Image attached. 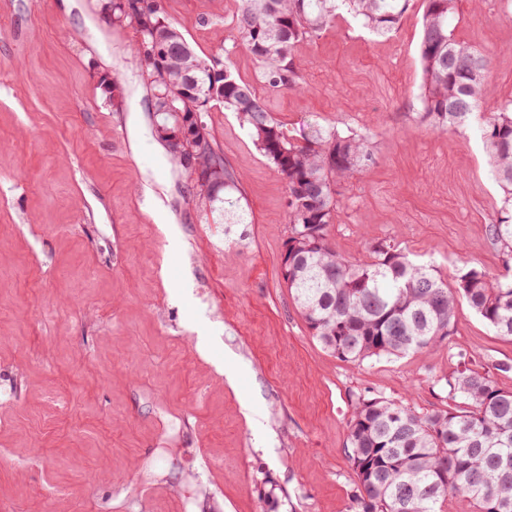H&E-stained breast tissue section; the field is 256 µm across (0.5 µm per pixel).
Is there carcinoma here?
<instances>
[{"label":"carcinoma","instance_id":"obj_1","mask_svg":"<svg viewBox=\"0 0 512 512\" xmlns=\"http://www.w3.org/2000/svg\"><path fill=\"white\" fill-rule=\"evenodd\" d=\"M411 0H241L234 26L238 45L260 64L273 88L299 86L295 50L317 39L345 11L361 27L385 37ZM458 0H423L418 46L423 81L420 119L446 132L480 117L478 131L490 174L503 192L489 225L505 273L481 268L460 273L454 287L431 265L379 240L369 257L351 261L330 242L338 217L336 184L369 168L368 137L311 126L296 139L278 124L251 82L217 59L200 56L173 24L164 4L112 0V22L136 31L131 55L142 73L167 80L153 87L152 105L163 123H194L192 114L219 105L234 113L288 191V290L312 337L348 363L404 356L441 345L454 334L464 301L495 335L512 338V102L483 111L491 57L458 40L451 28ZM214 169L207 199L222 201L224 223H245L228 195L238 180L214 139L202 147ZM460 402L418 413L393 400L361 395L348 426V460L355 484L352 512H443L448 495H462L474 512H512V390L492 369L463 362L446 380Z\"/></svg>","mask_w":512,"mask_h":512}]
</instances>
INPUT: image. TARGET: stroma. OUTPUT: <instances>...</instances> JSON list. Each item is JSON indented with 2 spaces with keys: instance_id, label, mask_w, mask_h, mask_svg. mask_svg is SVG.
I'll return each mask as SVG.
<instances>
[{
  "instance_id": "stroma-1",
  "label": "stroma",
  "mask_w": 512,
  "mask_h": 512,
  "mask_svg": "<svg viewBox=\"0 0 512 512\" xmlns=\"http://www.w3.org/2000/svg\"><path fill=\"white\" fill-rule=\"evenodd\" d=\"M164 3L290 135L372 134L373 166L336 186L338 252L387 238L451 282L503 273L489 234L501 190L479 135L418 118L420 0L390 37L341 18L300 44L299 92L269 90L238 47L240 0ZM454 25L492 58L496 110L512 100V0H460ZM134 40L99 0H0V512H350L357 396L447 408L463 360L510 363L496 379L512 390V340L463 303L435 349L360 364L325 351L281 273L282 177L213 107L204 120L248 221L211 211L156 133Z\"/></svg>"
}]
</instances>
